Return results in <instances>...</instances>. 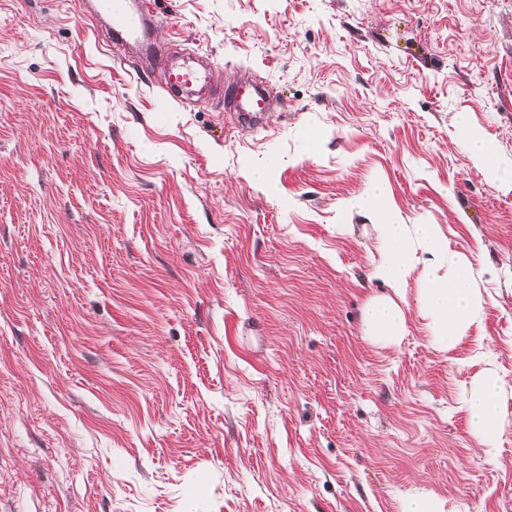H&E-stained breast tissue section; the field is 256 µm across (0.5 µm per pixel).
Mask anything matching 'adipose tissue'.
I'll use <instances>...</instances> for the list:
<instances>
[{
  "instance_id": "ef3b65f1",
  "label": "adipose tissue",
  "mask_w": 512,
  "mask_h": 512,
  "mask_svg": "<svg viewBox=\"0 0 512 512\" xmlns=\"http://www.w3.org/2000/svg\"><path fill=\"white\" fill-rule=\"evenodd\" d=\"M458 125L469 150L487 176L511 167L512 159L499 154L466 117ZM358 208L375 222L382 255L374 270L375 279L386 284L390 295L373 298L364 311V334L368 340L385 347L398 342L407 330V319L396 295L402 294L411 276H418L417 301L427 321L432 343L452 353L468 339L481 322L484 299L474 283L469 259L461 258L444 265L448 240L434 224H399L387 209V194L374 185L357 202ZM505 382L493 367L483 368L468 384L464 408L473 435L487 449L498 447L507 428L502 412Z\"/></svg>"
}]
</instances>
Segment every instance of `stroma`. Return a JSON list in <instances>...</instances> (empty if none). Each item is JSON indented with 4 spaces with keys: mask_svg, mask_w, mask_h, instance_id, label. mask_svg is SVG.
<instances>
[{
    "mask_svg": "<svg viewBox=\"0 0 512 512\" xmlns=\"http://www.w3.org/2000/svg\"><path fill=\"white\" fill-rule=\"evenodd\" d=\"M152 6L221 94L168 98L81 0H0V512H512V425L486 455L463 405L490 363L512 421V169L457 123L512 157V0ZM377 181L476 271L454 356L414 278L401 343L364 335ZM230 98L233 112H236L239 122L244 124L254 123L262 112H269L271 109L268 98L256 84L248 80L233 85ZM458 125L462 131L465 143L478 160L482 171L489 177H493L501 169L512 166V159L499 154L479 133L474 131L462 114L458 119Z\"/></svg>",
    "mask_w": 512,
    "mask_h": 512,
    "instance_id": "1",
    "label": "stroma"
}]
</instances>
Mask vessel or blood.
<instances>
[{"instance_id": "b4317fda", "label": "vessel or blood", "mask_w": 512, "mask_h": 512, "mask_svg": "<svg viewBox=\"0 0 512 512\" xmlns=\"http://www.w3.org/2000/svg\"><path fill=\"white\" fill-rule=\"evenodd\" d=\"M98 11L110 21V34L115 46H141L152 29L156 16L151 7V0H97ZM211 65L184 67L181 65L165 66L164 77L167 92L177 96L185 86L202 90L211 85ZM232 110L239 122L254 123L258 116L270 111L271 103L259 87L247 80L233 85L231 89Z\"/></svg>"}]
</instances>
